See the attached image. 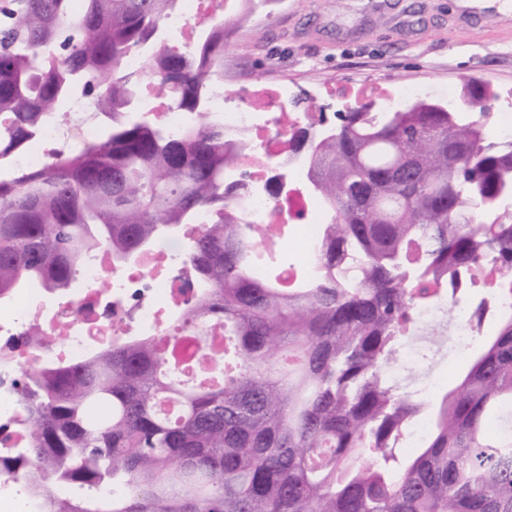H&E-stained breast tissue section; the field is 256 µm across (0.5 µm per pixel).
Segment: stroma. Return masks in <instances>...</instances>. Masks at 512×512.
<instances>
[{
    "label": "stroma",
    "instance_id": "obj_1",
    "mask_svg": "<svg viewBox=\"0 0 512 512\" xmlns=\"http://www.w3.org/2000/svg\"><path fill=\"white\" fill-rule=\"evenodd\" d=\"M224 78L268 94L288 83L297 112L335 113L360 95L464 79L512 88V13L485 8L463 18L460 0H275L241 20L224 51ZM413 388L457 383L466 359L416 344Z\"/></svg>",
    "mask_w": 512,
    "mask_h": 512
}]
</instances>
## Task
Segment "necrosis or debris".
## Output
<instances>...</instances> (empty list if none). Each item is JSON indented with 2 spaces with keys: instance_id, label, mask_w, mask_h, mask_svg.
Returning a JSON list of instances; mask_svg holds the SVG:
<instances>
[{
  "instance_id": "necrosis-or-debris-1",
  "label": "necrosis or debris",
  "mask_w": 512,
  "mask_h": 512,
  "mask_svg": "<svg viewBox=\"0 0 512 512\" xmlns=\"http://www.w3.org/2000/svg\"><path fill=\"white\" fill-rule=\"evenodd\" d=\"M253 91L220 86L217 98L224 105L219 118L226 134L244 139L247 149L238 166L249 174L253 189L238 201L246 219L258 224H284L288 231L278 243L280 253L301 251L300 261L282 265V279L294 280L299 266L310 265L320 223L315 201L297 186L300 158L291 145L302 124L319 129L318 112H292V93L281 86L261 105H253ZM89 100H73L66 121L49 123L17 164L44 166L58 143L96 135ZM287 182L288 193L273 202L265 186L273 178ZM80 292L67 302L50 303L33 290L0 302V455L17 454L26 445L21 405V380L26 371L47 363L85 357L112 341L113 324L126 335H163L175 314L174 299L196 282V274L181 253L160 249L141 255L133 264L114 263L105 252L87 257L79 275ZM42 325L43 336L22 343L26 329Z\"/></svg>"
}]
</instances>
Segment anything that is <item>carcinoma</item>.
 I'll use <instances>...</instances> for the list:
<instances>
[{
  "mask_svg": "<svg viewBox=\"0 0 512 512\" xmlns=\"http://www.w3.org/2000/svg\"><path fill=\"white\" fill-rule=\"evenodd\" d=\"M180 3L0 0V300L35 283L70 296L87 255L124 263L200 225L183 241L200 291L175 328L116 324L94 357L30 369L28 447L0 472L38 463L32 512H512V315L482 331L512 298V144L488 139L485 84H463L478 125L422 99L293 133L330 218L312 273L284 288L261 264L269 228L234 207L245 143L216 115L235 20L202 22L182 48L167 25ZM132 53L146 67L129 71ZM76 98L104 130L19 168ZM162 100L194 120L173 133L136 117ZM489 259L479 348L454 387L422 397L396 375L416 311L472 305L458 281ZM94 402L110 412L89 418ZM419 418L426 437L404 455Z\"/></svg>",
  "mask_w": 512,
  "mask_h": 512,
  "instance_id": "carcinoma-1",
  "label": "carcinoma"
}]
</instances>
